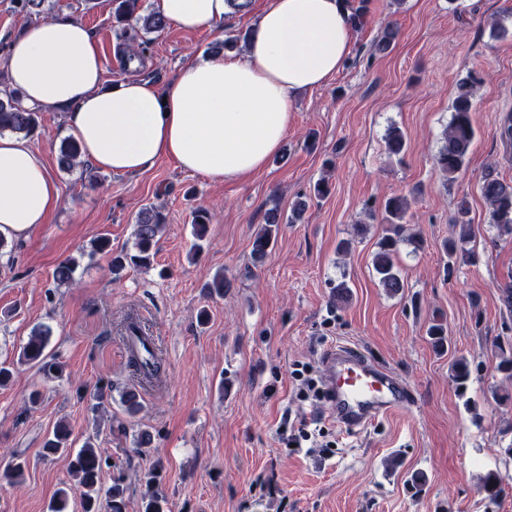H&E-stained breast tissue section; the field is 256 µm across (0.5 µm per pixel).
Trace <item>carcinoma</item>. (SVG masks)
Segmentation results:
<instances>
[{
    "label": "carcinoma",
    "mask_w": 512,
    "mask_h": 512,
    "mask_svg": "<svg viewBox=\"0 0 512 512\" xmlns=\"http://www.w3.org/2000/svg\"><path fill=\"white\" fill-rule=\"evenodd\" d=\"M169 21L153 12H147L143 0H112V26L119 29V37L124 39V51L127 60L142 57L148 50L149 34L164 31ZM475 79L471 76L460 81L457 85V95L454 101V112L447 128L444 142L439 149L435 163L439 171L452 180L465 164L474 140V128L471 120ZM40 110L24 109L20 106V95L14 90L4 92L0 97V132L8 130L29 136L39 126ZM405 149L403 132L392 127L386 135V150L390 155H399ZM58 166L65 172L82 165L80 146L77 140L69 137L62 141L57 157ZM481 194L489 208L491 223L500 232L512 235V183L505 182L487 173L482 177ZM410 209L407 196H395L384 203L385 212L392 218L402 219ZM469 206L462 200L458 204L453 225L459 228L458 237L444 242V250L448 259L466 255L464 244L472 238V224L467 219ZM280 224L278 214H271L266 224L256 233L252 242L251 258L257 265L264 261L268 247ZM165 227V216L153 205L141 209L135 224V251H112L110 239L102 235L93 241L90 255L103 254L108 256V268L112 279L118 280L129 268H142L153 265L155 258L154 247L157 238ZM398 240L392 236L385 237L379 243V250L374 256L373 267L379 284L387 292L397 294L404 288V282L395 268L393 255L396 252ZM78 263L73 258L60 262L53 272V278L61 284H69L74 279ZM432 345L443 349L446 342L447 328L434 320L427 329ZM50 329L39 326L34 329L28 342L22 348L19 361L38 369L43 375L51 378L62 376L63 368L53 356L45 354L47 338ZM130 366L136 378L140 381L154 383L160 379L163 368V357L156 352L148 359H142L131 354ZM450 375L456 387L464 392L468 388L472 371L470 365L460 359L451 363ZM70 431L64 424H57L52 436L43 444V455L50 456L68 449ZM27 462L17 459L0 473V480L15 485L23 481ZM109 466V457L105 451L95 447L88 441L71 457L70 473L74 484L57 491L51 506V512H67L70 498L79 497L81 512H99L100 498L106 496V512H127L126 490L121 478L114 479L106 492H101V476L103 469ZM479 491L486 498L496 500L501 493V478L498 473L490 471L483 476Z\"/></svg>",
    "instance_id": "carcinoma-1"
}]
</instances>
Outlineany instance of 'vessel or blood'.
I'll use <instances>...</instances> for the list:
<instances>
[{"mask_svg":"<svg viewBox=\"0 0 512 512\" xmlns=\"http://www.w3.org/2000/svg\"><path fill=\"white\" fill-rule=\"evenodd\" d=\"M320 364L331 417L347 433L360 432L412 403L410 387L357 346L330 345L322 351Z\"/></svg>","mask_w":512,"mask_h":512,"instance_id":"b4317fda","label":"vessel or blood"}]
</instances>
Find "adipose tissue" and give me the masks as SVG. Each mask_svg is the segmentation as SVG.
I'll list each match as a JSON object with an SVG mask.
<instances>
[{"label": "adipose tissue", "mask_w": 512, "mask_h": 512, "mask_svg": "<svg viewBox=\"0 0 512 512\" xmlns=\"http://www.w3.org/2000/svg\"><path fill=\"white\" fill-rule=\"evenodd\" d=\"M186 31L212 29L228 0H148ZM345 0H265L241 54L198 53L165 85L106 82L99 43L79 19L29 24L4 63L27 109H56L97 168L137 175L158 160L214 182H243L280 153L298 92L325 85L348 61ZM61 202L60 185L27 139L0 133V236L27 238Z\"/></svg>", "instance_id": "1"}]
</instances>
